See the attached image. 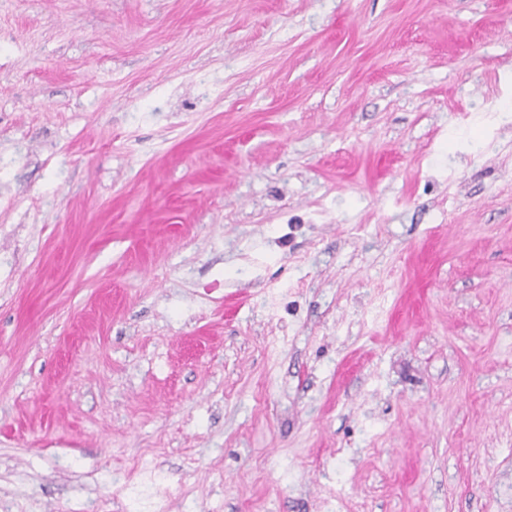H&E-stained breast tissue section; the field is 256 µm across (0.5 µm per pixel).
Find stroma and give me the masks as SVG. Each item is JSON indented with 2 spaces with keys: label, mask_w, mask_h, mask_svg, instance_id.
I'll return each mask as SVG.
<instances>
[{
  "label": "stroma",
  "mask_w": 512,
  "mask_h": 512,
  "mask_svg": "<svg viewBox=\"0 0 512 512\" xmlns=\"http://www.w3.org/2000/svg\"><path fill=\"white\" fill-rule=\"evenodd\" d=\"M512 512V0H0V512Z\"/></svg>",
  "instance_id": "35a3bbf8"
}]
</instances>
